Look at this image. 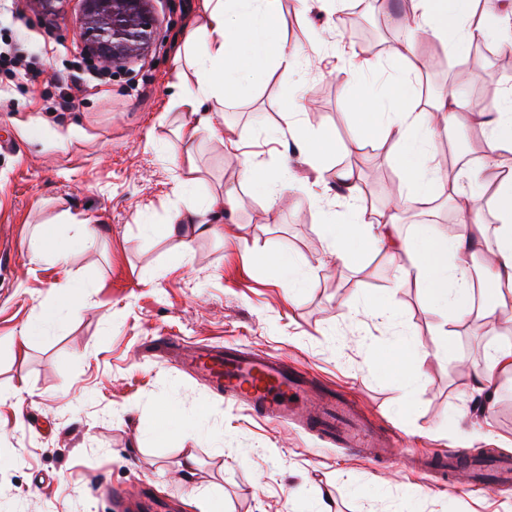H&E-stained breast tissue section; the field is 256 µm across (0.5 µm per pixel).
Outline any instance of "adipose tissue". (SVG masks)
<instances>
[{"mask_svg": "<svg viewBox=\"0 0 512 512\" xmlns=\"http://www.w3.org/2000/svg\"><path fill=\"white\" fill-rule=\"evenodd\" d=\"M407 24L408 38L401 46L395 82L373 79L374 65L364 62L357 74L367 87L349 99L358 114L377 112L389 102L390 115L375 125L377 137L390 145L389 156L400 166L406 181V199L414 202L446 192L458 193L457 183L443 182L432 141L473 116L485 128L478 147L480 166L469 169L470 183L494 176L498 185L489 206L497 218L496 247L484 266H475L473 254L478 237L467 239L422 226L415 236L394 238V216L376 218L358 203L360 190L352 172L339 178L349 192L350 219L343 225L326 222L323 230L328 249L337 260L349 258V247L363 239L378 243L390 255L403 259V272L420 284L428 305L445 324L463 320L471 313L474 283H481L491 299L485 315H495L512 303V168L502 169L500 157L512 155V90L503 93L491 107L474 105L458 97H438L421 105L417 83L424 66L415 51L414 33L422 32L462 54L475 42H498L512 47V7L499 19L477 11L476 0H412ZM281 0H200L194 27L180 40L177 54L192 69L195 83L186 87L175 104L191 116L178 129L181 142H193L205 133H215L214 114L226 100L245 89L243 70L293 72L302 54L301 46L281 33ZM258 44L249 57H242L245 40Z\"/></svg>", "mask_w": 512, "mask_h": 512, "instance_id": "ef3b65f1", "label": "adipose tissue"}]
</instances>
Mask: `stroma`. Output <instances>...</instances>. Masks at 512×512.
<instances>
[{
	"mask_svg": "<svg viewBox=\"0 0 512 512\" xmlns=\"http://www.w3.org/2000/svg\"><path fill=\"white\" fill-rule=\"evenodd\" d=\"M155 33L141 52L111 63L112 82L79 95L71 111L48 112L54 75L73 60L84 0H57L43 13L37 0L0 11V39L23 36L30 49L56 50L33 86L0 92V512H201L205 492H224V512H512V495L474 490L417 475L416 455L466 448L512 456V375L478 391L477 369L492 347L512 345V306L498 318L472 315L453 323L448 355L437 354L442 327L418 282L399 278L373 243L354 245L347 263L330 256L322 213L345 214L335 171H355L367 207L403 212L402 236L424 224L467 236L458 203L438 196L432 207L402 206L391 185L404 176L372 130L375 116L347 106L363 48L329 27L319 0H282L284 31L305 46L299 74L250 75V90L215 115L240 139L226 150L202 136L190 152L200 181L180 182L169 153L183 117L171 84L180 65L176 45L190 28L198 0H151ZM410 0H370L363 13L378 41V82L397 74L390 40ZM477 101L499 100L512 72V52L476 57ZM304 98L300 123L336 139L329 171L318 175L299 153L287 113ZM252 161L278 173L276 185L244 181ZM324 178L316 204L289 180ZM233 190V220L184 242L156 226L206 196ZM276 199L275 218L264 209ZM74 223H66V216ZM98 237L61 260L33 257V229L58 224L73 237L78 220ZM294 257L306 288L288 297L279 255ZM79 295L77 316L24 337L60 291ZM393 307L375 315L370 303ZM174 337L177 350L155 351L153 339ZM402 338L417 350L420 384L405 389L390 352ZM235 343L285 357L342 389L358 409L396 433V465L386 469L326 445L317 435L255 417L185 367L181 353ZM178 416L164 438L152 433L163 409ZM194 457L185 470L186 457Z\"/></svg>",
	"mask_w": 512,
	"mask_h": 512,
	"instance_id": "obj_1",
	"label": "stroma"
}]
</instances>
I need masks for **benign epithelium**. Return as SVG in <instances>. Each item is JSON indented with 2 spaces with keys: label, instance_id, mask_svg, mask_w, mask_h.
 <instances>
[{
  "label": "benign epithelium",
  "instance_id": "7a95c632",
  "mask_svg": "<svg viewBox=\"0 0 512 512\" xmlns=\"http://www.w3.org/2000/svg\"><path fill=\"white\" fill-rule=\"evenodd\" d=\"M87 21L80 38L101 59H115L148 42L154 20L147 0H85Z\"/></svg>",
  "mask_w": 512,
  "mask_h": 512
}]
</instances>
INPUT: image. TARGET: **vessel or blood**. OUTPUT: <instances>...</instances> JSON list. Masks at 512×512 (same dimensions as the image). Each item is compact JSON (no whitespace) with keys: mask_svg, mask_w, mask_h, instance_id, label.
<instances>
[{"mask_svg":"<svg viewBox=\"0 0 512 512\" xmlns=\"http://www.w3.org/2000/svg\"><path fill=\"white\" fill-rule=\"evenodd\" d=\"M185 363L205 373L226 397L277 423L296 424L325 443L352 454L391 464L392 435L361 415L343 393L325 388L287 360L239 345L205 346L184 355ZM424 474H466L471 487L512 494V458L502 456L476 464L462 448L445 449L422 460Z\"/></svg>","mask_w":512,"mask_h":512,"instance_id":"vessel-or-blood-1","label":"vessel or blood"}]
</instances>
